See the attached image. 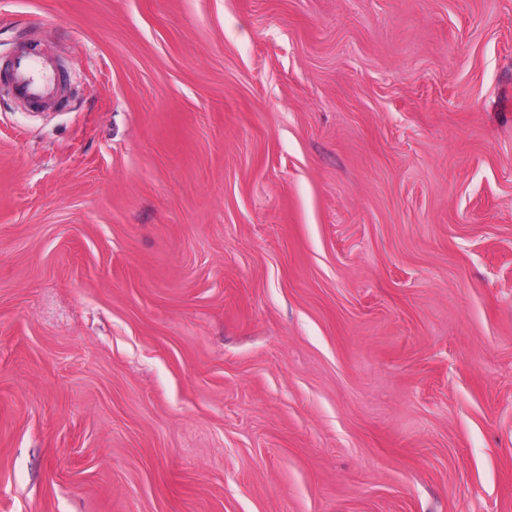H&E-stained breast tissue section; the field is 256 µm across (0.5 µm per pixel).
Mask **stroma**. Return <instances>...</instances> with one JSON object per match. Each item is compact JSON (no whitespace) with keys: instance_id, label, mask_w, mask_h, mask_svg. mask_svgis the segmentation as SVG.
Wrapping results in <instances>:
<instances>
[{"instance_id":"1","label":"stroma","mask_w":512,"mask_h":512,"mask_svg":"<svg viewBox=\"0 0 512 512\" xmlns=\"http://www.w3.org/2000/svg\"><path fill=\"white\" fill-rule=\"evenodd\" d=\"M0 512H512V0H0ZM11 77L18 92L35 103L49 101L59 90L52 61L34 49L20 50Z\"/></svg>"}]
</instances>
